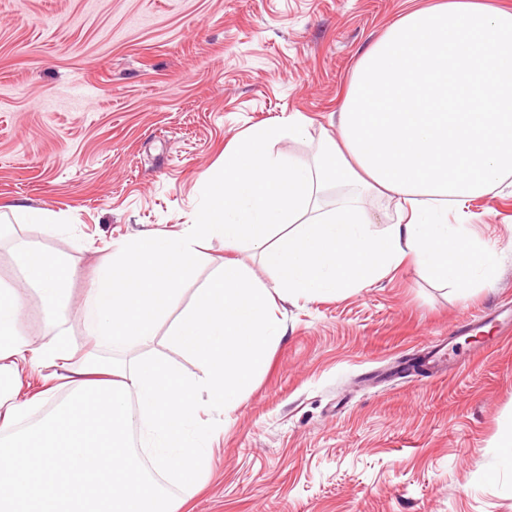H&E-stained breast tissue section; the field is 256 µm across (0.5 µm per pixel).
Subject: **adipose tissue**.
<instances>
[{
	"label": "adipose tissue",
	"mask_w": 512,
	"mask_h": 512,
	"mask_svg": "<svg viewBox=\"0 0 512 512\" xmlns=\"http://www.w3.org/2000/svg\"><path fill=\"white\" fill-rule=\"evenodd\" d=\"M338 128L310 164L275 148L302 134L298 116L250 128L206 178L194 224L113 243L84 299L82 353L66 325L69 269L26 234L57 215L0 224L22 278L0 283V512H177L173 490L209 472L202 412L235 410L287 334L278 301L338 298L408 260L458 290L494 282L498 253L448 210L512 175V11L441 0L402 15L360 58ZM330 186L336 197L320 199ZM370 194L396 201L398 223L375 224ZM214 235L231 259L171 316ZM244 248L271 282L235 259ZM32 293L36 340L21 330ZM33 376L38 391L22 397Z\"/></svg>",
	"instance_id": "1"
}]
</instances>
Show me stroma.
<instances>
[{
    "label": "stroma",
    "instance_id": "1",
    "mask_svg": "<svg viewBox=\"0 0 512 512\" xmlns=\"http://www.w3.org/2000/svg\"><path fill=\"white\" fill-rule=\"evenodd\" d=\"M436 0H0V205L65 215L74 335L112 242L194 223L204 177L253 126L300 115L277 150L309 161L336 137L364 51ZM502 256L464 293L404 262L337 299L280 303L288 333L223 416L205 486L183 512H512V336L454 335L512 303V190L448 212ZM209 239L179 314L223 261ZM450 340L452 374L400 372Z\"/></svg>",
    "mask_w": 512,
    "mask_h": 512
}]
</instances>
